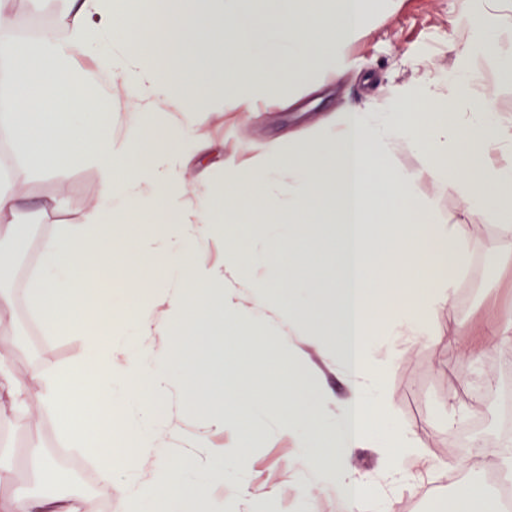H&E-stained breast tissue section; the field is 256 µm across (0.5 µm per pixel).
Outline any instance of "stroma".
Instances as JSON below:
<instances>
[{"mask_svg":"<svg viewBox=\"0 0 512 512\" xmlns=\"http://www.w3.org/2000/svg\"><path fill=\"white\" fill-rule=\"evenodd\" d=\"M464 0H395L394 15L378 14L352 46L353 71L339 80L300 94L292 100L274 99L266 111L255 114L228 112L216 106L194 125L186 152L190 180L199 186H217L224 180L228 158L246 161L247 148L310 129L314 117L325 116L352 104L386 105L394 88L422 82L428 71L451 70L456 63L452 42L464 41L468 32L461 23ZM23 197L13 220L30 227L17 257L9 289L11 309L0 314V363L16 381L32 386L34 377L50 379L52 370L75 369L86 362L90 337L77 327L50 329L28 302L29 289L41 265V243L75 224L86 221L88 205L102 194L97 167L85 163L63 174L31 171L19 188ZM442 218L460 227L477 242L464 271V283L452 305L435 308L428 320L440 337L430 345L385 346L377 356L385 362L384 379L396 421L417 434L419 453L404 467L414 473L409 484L392 494L394 512H430L433 501H452L460 481H478L490 492L498 487L492 478L503 442L512 431L502 424L498 400L475 401L470 375L504 382L512 376V342H498L496 335L505 315L512 313V234L486 223L480 215L464 212L454 189L441 191ZM91 277L102 290L112 311V365L128 362L127 343L144 352L142 367L159 365L191 374L188 365H176L177 334L140 335L128 318L130 289L113 281L108 269H93ZM452 347L472 352L471 361L449 357ZM295 355L322 388L334 399L347 397L343 369L315 345H299ZM230 342L211 337L201 364L202 374L218 388L233 382L241 370L232 363ZM6 407L0 416V512H9L21 495L70 497L65 484L40 483V455L55 448H69L73 458L84 461L76 479L89 512H111L116 489H123L126 507H133L149 485L152 472L126 471L114 458L112 481L100 476L102 460L85 449L70 447L51 413L31 418L25 405L0 390ZM232 430L212 424L205 414L184 404L177 384H170L161 404L154 446L143 456L149 466L178 457H190L200 468L222 463V448ZM312 459L275 421L243 464V475H229L212 484L211 503L228 512H301L295 484L298 470L312 467Z\"/></svg>","mask_w":512,"mask_h":512,"instance_id":"obj_1","label":"stroma"}]
</instances>
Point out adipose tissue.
I'll use <instances>...</instances> for the list:
<instances>
[{"mask_svg":"<svg viewBox=\"0 0 512 512\" xmlns=\"http://www.w3.org/2000/svg\"><path fill=\"white\" fill-rule=\"evenodd\" d=\"M183 11L170 0L164 24L154 21L151 0H70L68 37L47 35L7 44L0 81L11 88L0 100V125L8 127L28 168L0 186V215L17 210L15 185L29 168L59 174L85 162L97 165L104 192L86 223L42 242L43 271L29 292L34 311L50 328L83 323L92 337L88 364L57 371L35 392L62 434L77 447L111 458L112 418L98 417L100 389L120 381L161 389L164 370L143 369L140 348L121 371L112 369V326L107 307L86 316L91 268L112 263L114 242L141 268L175 284L165 319L139 308L145 335L181 330L180 346L192 354L207 329L219 327L246 359L276 332L240 305L230 279L245 280L256 308H273L280 324L302 343L334 357L349 380L350 396L332 403L310 382L290 346L280 345L287 377L250 365L249 383L225 391L224 404L207 407L217 425L234 427L224 469L186 476L168 459L145 495L153 512H177L206 500L205 488L225 478L226 466L256 446L266 417L315 453L302 474L300 498H314L313 480L335 486L347 512H393L384 483H405L406 458L417 455L409 429L393 417L375 350L383 342L428 343L427 314L452 303L474 251L473 239L439 221L436 193L455 188L465 211L484 214L512 232V121L495 110L494 91L476 92L471 60H493L512 78V24L484 10L465 9L468 41L455 44L456 66L402 88L383 108H353L321 117L314 132L274 140L248 167L224 163V182L192 187L183 166L191 124L215 105L256 112L275 97L292 96L311 76L341 78L353 65L350 46L380 12L382 0H197ZM95 54L85 77L64 72L76 58ZM119 79L126 91L128 137L114 142L103 127L112 115L97 88ZM420 157L400 170L392 159L401 146ZM434 191L417 195L421 182ZM313 224L336 227L335 290L322 288L324 251L302 235ZM211 234L224 239V272L197 271L188 248ZM371 445L382 481L358 475L357 448Z\"/></svg>","mask_w":512,"mask_h":512,"instance_id":"obj_1","label":"adipose tissue"}]
</instances>
